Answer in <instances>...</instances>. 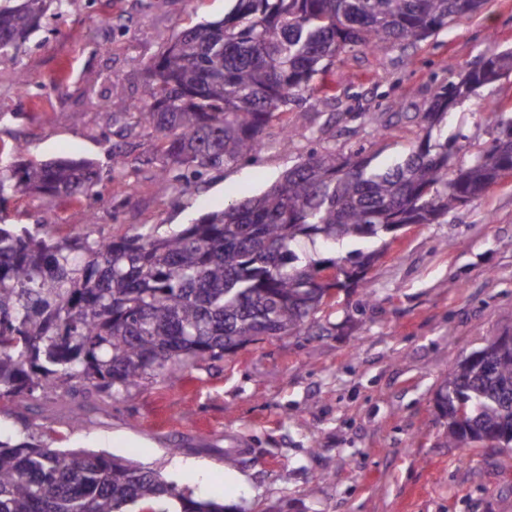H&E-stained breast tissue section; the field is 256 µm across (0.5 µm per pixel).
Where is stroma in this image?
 <instances>
[{
  "label": "stroma",
  "instance_id": "stroma-1",
  "mask_svg": "<svg viewBox=\"0 0 512 512\" xmlns=\"http://www.w3.org/2000/svg\"><path fill=\"white\" fill-rule=\"evenodd\" d=\"M229 0H70L19 50L0 57V146L20 159H92L84 198L16 194L8 224H50L58 237L109 240L150 226L164 232L261 193L311 150L364 148L394 164L437 87L480 57L512 48V0L417 44L355 51L316 79L319 109L265 131L256 160L207 171L178 196L154 177L157 141L112 113V85L128 111L150 99L143 68L183 31L221 19ZM29 79L26 90L18 74ZM512 107V78L484 87L448 114L445 135L482 145L491 102ZM389 125L367 134L365 117ZM137 165L134 195L112 171ZM380 252L364 288L338 291L321 313L325 335L269 336L219 362L129 387L114 399L47 400L25 407L0 397V436L30 435L154 470L195 498L240 512H512V452L453 448L442 438L434 393L449 370L492 338L512 334V179L385 240H346L323 258ZM243 478L225 483V471Z\"/></svg>",
  "mask_w": 512,
  "mask_h": 512
}]
</instances>
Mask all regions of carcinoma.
<instances>
[{
  "label": "carcinoma",
  "instance_id": "carcinoma-1",
  "mask_svg": "<svg viewBox=\"0 0 512 512\" xmlns=\"http://www.w3.org/2000/svg\"><path fill=\"white\" fill-rule=\"evenodd\" d=\"M489 0H235L145 66L150 100L131 113L162 141L157 179L180 194L193 177L253 160L288 105L321 103L315 84L354 50L423 41L480 13ZM67 0H0V56ZM512 77V48L441 85L419 113L423 136L385 169L359 148L314 151L259 195L184 228H139L112 240L56 238L52 224H0V397L82 391L119 395L224 355L260 336L300 333L324 299L365 280L375 255L341 266L307 260L300 242L379 238L434 224L512 171V114L492 103L496 136L470 151L433 139L458 102ZM96 183L85 159L0 166V210L18 193L79 200ZM328 268L344 279L326 278ZM448 445L512 451V336L454 366L435 395ZM0 512H230L195 499L128 460L0 440Z\"/></svg>",
  "mask_w": 512,
  "mask_h": 512
}]
</instances>
